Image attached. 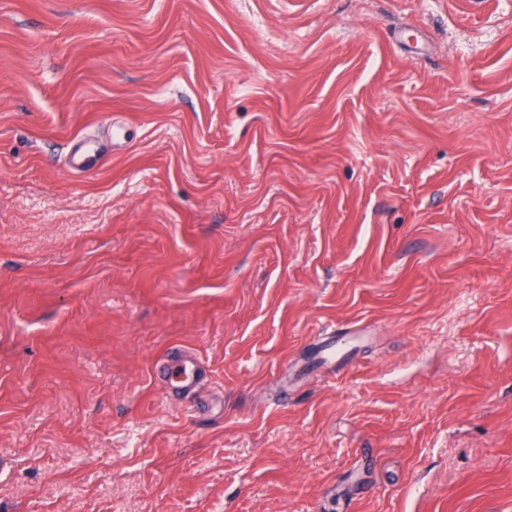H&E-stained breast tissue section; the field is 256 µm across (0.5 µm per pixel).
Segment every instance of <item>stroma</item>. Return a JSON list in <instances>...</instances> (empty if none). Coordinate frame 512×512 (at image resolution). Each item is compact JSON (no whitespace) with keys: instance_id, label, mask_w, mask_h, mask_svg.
Segmentation results:
<instances>
[{"instance_id":"obj_1","label":"stroma","mask_w":512,"mask_h":512,"mask_svg":"<svg viewBox=\"0 0 512 512\" xmlns=\"http://www.w3.org/2000/svg\"><path fill=\"white\" fill-rule=\"evenodd\" d=\"M0 512H512V0H0ZM174 360L163 367L161 375L169 393L191 396L203 374L200 358L196 352L187 347H175Z\"/></svg>"}]
</instances>
